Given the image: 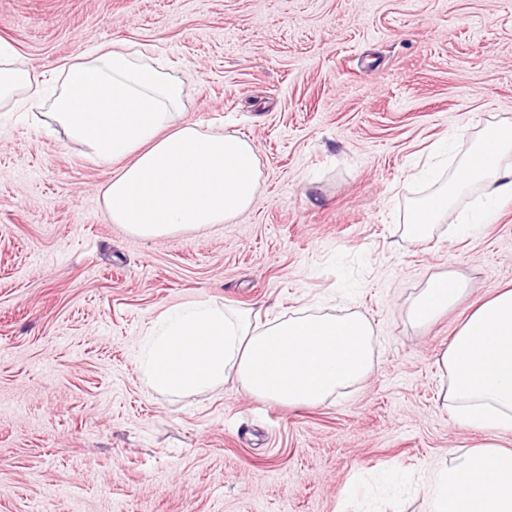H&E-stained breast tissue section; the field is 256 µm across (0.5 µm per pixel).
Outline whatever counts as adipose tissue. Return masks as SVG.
Returning a JSON list of instances; mask_svg holds the SVG:
<instances>
[{"instance_id": "obj_1", "label": "adipose tissue", "mask_w": 512, "mask_h": 512, "mask_svg": "<svg viewBox=\"0 0 512 512\" xmlns=\"http://www.w3.org/2000/svg\"><path fill=\"white\" fill-rule=\"evenodd\" d=\"M60 86L0 43V107L34 109L97 162L114 165L103 201L112 223L145 239L222 224L247 211L260 185L250 141L211 135L187 122L182 83L159 60L100 46L57 69ZM512 126L484 128L460 160L448 188L415 206L407 233L423 239L443 223L453 194L486 186V203L466 228L489 223L496 203L512 197ZM463 283L437 275L414 299L409 317L430 322L455 304ZM371 324L359 315L302 314L258 324L248 310L210 301L162 312L149 328L139 370L153 391H204L235 374L247 392L287 405H315L368 377L374 367ZM451 385L455 423L488 432L512 429V289H499L460 326L440 358ZM434 512H512V450L487 444L460 457L426 489Z\"/></svg>"}]
</instances>
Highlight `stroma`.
Here are the masks:
<instances>
[{
    "instance_id": "obj_1",
    "label": "stroma",
    "mask_w": 512,
    "mask_h": 512,
    "mask_svg": "<svg viewBox=\"0 0 512 512\" xmlns=\"http://www.w3.org/2000/svg\"><path fill=\"white\" fill-rule=\"evenodd\" d=\"M0 42L37 74L136 46L183 83L186 117L253 144V206L142 239L110 222L112 176L44 118L0 117V512H431L423 491L512 431L459 427L437 361L512 285V200L418 241L490 122L512 124V0H0ZM467 289L429 325L427 281ZM366 317L374 371L314 406L152 391L135 359L163 311Z\"/></svg>"
}]
</instances>
